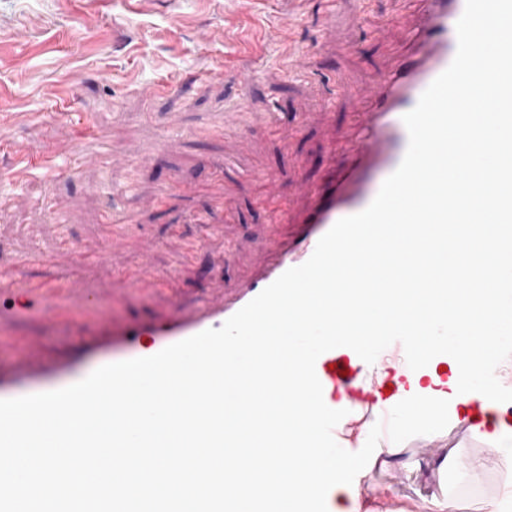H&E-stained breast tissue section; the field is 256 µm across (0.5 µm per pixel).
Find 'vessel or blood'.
Wrapping results in <instances>:
<instances>
[{
    "label": "vessel or blood",
    "instance_id": "vessel-or-blood-1",
    "mask_svg": "<svg viewBox=\"0 0 512 512\" xmlns=\"http://www.w3.org/2000/svg\"><path fill=\"white\" fill-rule=\"evenodd\" d=\"M464 9L465 0H423L418 9L407 12L405 31L409 51L364 92L365 106L356 114L361 134L349 148L347 167L329 169L323 180L304 188L305 221L312 229L294 249L270 241L264 247L265 259L255 276L225 291L223 296L199 300L189 310L172 306L158 324L151 327L126 324L114 328V335L133 345L148 338L163 349L204 330L220 328L285 271L304 264L319 239L339 219L366 209L407 151L409 135L403 115L417 105L422 93L449 67L456 55V25ZM11 153L10 178L15 185L22 182L30 168L51 174L60 169L59 157L53 152L36 155L27 145L17 144ZM77 154L83 162L100 168L110 167L112 140L105 133L94 131L81 140ZM36 258V253H28L17 260L14 269L0 270V312L17 299L39 302L66 287L65 281L60 279L42 281L20 277L18 268ZM383 365L399 369L402 392L407 396L413 393L411 380L425 378L428 374L424 368L416 371L409 368L404 347L398 342L386 348L371 365L347 347L329 350L318 357L315 371L326 405L346 412L333 430V437L341 447H352L357 442V437L350 435V428H359L366 435L375 423L386 419L392 407V394L377 376ZM440 396L448 400L453 410L460 404H468L472 417L466 429L472 439H486L489 433L486 419L490 416L512 429L510 387L492 382L467 398L448 389L441 391ZM332 508V496L323 491L313 496L296 494L288 501V512H331Z\"/></svg>",
    "mask_w": 512,
    "mask_h": 512
}]
</instances>
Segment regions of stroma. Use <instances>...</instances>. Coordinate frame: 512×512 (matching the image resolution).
<instances>
[{
  "mask_svg": "<svg viewBox=\"0 0 512 512\" xmlns=\"http://www.w3.org/2000/svg\"><path fill=\"white\" fill-rule=\"evenodd\" d=\"M257 0L227 25L229 0H0V168L15 142L59 153L65 172L33 171L0 208V268L25 252L43 261L33 277L66 278L93 300L66 293L22 303L0 324V373L37 374V387L128 357L105 331L149 322L171 304L217 296L254 270L269 239L288 243L301 212L298 192L345 157L356 132L359 94L404 51V0ZM154 87L144 95V87ZM280 112L288 125L273 129ZM112 136V166L74 161L71 145L88 127ZM137 149L144 164L129 155ZM188 183L190 192L179 189ZM173 192L158 209L139 197ZM276 192L288 221L262 202ZM67 204L66 226L43 208ZM135 210L120 237L100 221L113 204ZM105 251L117 283L75 252ZM168 272L165 290L152 275ZM441 458L401 448L365 468L376 487L367 512H419L451 500L456 512H512V459L471 439L464 424L441 437ZM452 471L444 482L443 471Z\"/></svg>",
  "mask_w": 512,
  "mask_h": 512,
  "instance_id": "obj_1",
  "label": "stroma"
}]
</instances>
